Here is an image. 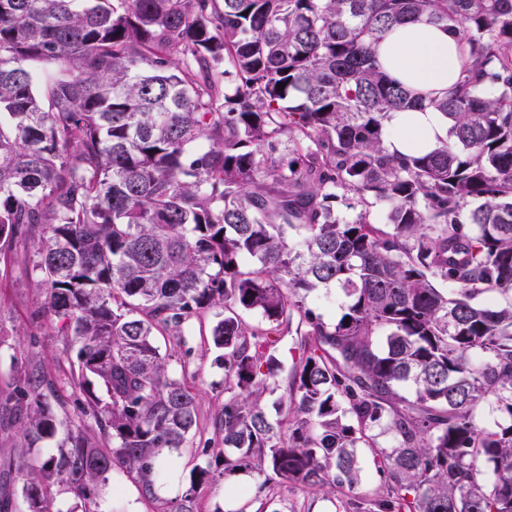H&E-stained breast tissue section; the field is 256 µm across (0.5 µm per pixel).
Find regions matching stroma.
<instances>
[{
	"mask_svg": "<svg viewBox=\"0 0 512 512\" xmlns=\"http://www.w3.org/2000/svg\"><path fill=\"white\" fill-rule=\"evenodd\" d=\"M33 252L32 244L0 241V261L7 267L6 273H0V512H25L26 480L19 464L39 465L57 451L68 432L82 431L102 448L112 445L111 437L86 414L84 394L72 381L77 373L76 348L59 334L56 323L31 321L32 310L43 298L35 276L25 271ZM214 321L207 312L188 323L182 335L156 337L169 376L185 381L198 405L193 444L175 452L165 491L146 495L138 475L118 466L99 485L94 512H168L181 498L194 468L204 464L201 448H223L224 434L216 419L224 406V366L211 336ZM295 342V337H280L275 346L279 360L275 384L260 397L261 407L276 421L288 418L285 388L296 356ZM25 367L42 374L43 390L59 421L53 437L35 444L26 437L23 416L9 400ZM257 482L255 474L240 473L202 487L191 508L193 512H353L346 496L334 488L309 492L274 483L259 495Z\"/></svg>",
	"mask_w": 512,
	"mask_h": 512,
	"instance_id": "obj_1",
	"label": "stroma"
}]
</instances>
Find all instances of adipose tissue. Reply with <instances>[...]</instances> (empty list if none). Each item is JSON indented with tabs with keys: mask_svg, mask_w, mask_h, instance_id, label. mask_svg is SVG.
Segmentation results:
<instances>
[{
	"mask_svg": "<svg viewBox=\"0 0 512 512\" xmlns=\"http://www.w3.org/2000/svg\"><path fill=\"white\" fill-rule=\"evenodd\" d=\"M383 69L417 94L444 95L459 82L466 60L447 28L420 20L391 30L376 47ZM389 149L430 150L448 139L439 111L394 110L385 125Z\"/></svg>",
	"mask_w": 512,
	"mask_h": 512,
	"instance_id": "1",
	"label": "adipose tissue"
}]
</instances>
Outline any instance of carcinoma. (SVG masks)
Here are the masks:
<instances>
[{"label":"carcinoma","instance_id":"carcinoma-1","mask_svg":"<svg viewBox=\"0 0 512 512\" xmlns=\"http://www.w3.org/2000/svg\"><path fill=\"white\" fill-rule=\"evenodd\" d=\"M421 18L470 61L445 97L374 52ZM425 108L448 143L390 151L387 114ZM0 240L35 244L31 318L72 337L112 435L26 470L27 512H54L58 481L93 500L117 465L153 493L197 407L153 336L205 312L235 452L202 449L184 498L244 471L258 494L357 499L368 448L374 512H512V0H0ZM321 288L334 322L308 304ZM292 332L285 434L256 396ZM14 400L31 441L55 434L37 370ZM311 303L326 321H335L341 313L342 300L336 292L326 293L325 290H319L313 295ZM358 454L361 466L363 468V480L360 487V492L366 500H373L379 493L380 480L375 472L372 461V453L368 448H359Z\"/></svg>","mask_w":512,"mask_h":512}]
</instances>
